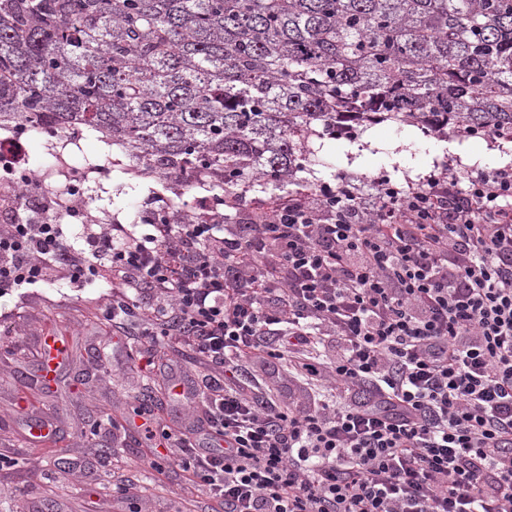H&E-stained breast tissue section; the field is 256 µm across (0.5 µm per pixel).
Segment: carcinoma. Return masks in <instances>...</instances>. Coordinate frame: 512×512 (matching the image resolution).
<instances>
[{
  "label": "carcinoma",
  "mask_w": 512,
  "mask_h": 512,
  "mask_svg": "<svg viewBox=\"0 0 512 512\" xmlns=\"http://www.w3.org/2000/svg\"><path fill=\"white\" fill-rule=\"evenodd\" d=\"M32 118L231 207L338 128L512 133V0H0V125Z\"/></svg>",
  "instance_id": "carcinoma-1"
}]
</instances>
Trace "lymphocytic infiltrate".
<instances>
[{"instance_id": "f902f5d3", "label": "lymphocytic infiltrate", "mask_w": 512, "mask_h": 512, "mask_svg": "<svg viewBox=\"0 0 512 512\" xmlns=\"http://www.w3.org/2000/svg\"><path fill=\"white\" fill-rule=\"evenodd\" d=\"M104 272L113 318L214 366L205 415L141 429L224 512H512V168L282 194L243 226L147 215L81 249L49 217L0 226V293ZM253 361L307 405L238 396ZM253 370H256V372ZM252 371L259 375L260 378L267 379L270 385L279 386L283 394L288 398V401L295 404L307 402V393L293 379H288L289 374L286 367L282 368L279 366V374L275 373L274 375L268 374L267 370L266 372L261 371L259 368H254Z\"/></svg>"}]
</instances>
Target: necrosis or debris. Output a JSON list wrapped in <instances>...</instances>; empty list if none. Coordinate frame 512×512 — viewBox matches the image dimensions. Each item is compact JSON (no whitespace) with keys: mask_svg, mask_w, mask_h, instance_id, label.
Here are the masks:
<instances>
[{"mask_svg":"<svg viewBox=\"0 0 512 512\" xmlns=\"http://www.w3.org/2000/svg\"><path fill=\"white\" fill-rule=\"evenodd\" d=\"M85 134L82 125L46 133L45 146L54 155L55 165L38 171L32 168L25 148L29 129L0 127V223L38 219L59 194L67 201L59 213L60 223H111V213L98 214L90 206L92 185L100 181L102 171L71 161Z\"/></svg>","mask_w":512,"mask_h":512,"instance_id":"necrosis-or-debris-1","label":"necrosis or debris"}]
</instances>
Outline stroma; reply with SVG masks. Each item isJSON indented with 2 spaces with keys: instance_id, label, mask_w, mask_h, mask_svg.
Instances as JSON below:
<instances>
[{
  "instance_id": "obj_1",
  "label": "stroma",
  "mask_w": 512,
  "mask_h": 512,
  "mask_svg": "<svg viewBox=\"0 0 512 512\" xmlns=\"http://www.w3.org/2000/svg\"><path fill=\"white\" fill-rule=\"evenodd\" d=\"M305 173L306 191L319 194L348 181L358 192H374L378 181L418 185L430 176L458 180L480 171L512 168V141L499 136H434L391 122L358 128L349 137L313 140ZM176 178L159 179L135 170L113 171L94 196L98 208L122 224L133 223L162 199L191 201L177 194ZM163 191L154 199L152 189ZM112 286L99 279L82 288L65 283L21 288L0 296V512H41L47 501L57 512H122L120 488L131 487L135 512H222L203 490L186 486L182 473L158 476L144 456L145 443L130 419L132 407L164 396L161 370L181 365L194 381L204 367L191 354L166 349L152 369L140 367L151 344L135 318L115 329L105 322ZM67 346L51 389L34 384L44 337ZM51 416L52 441L30 446L25 435L34 414ZM67 462L57 469L55 458Z\"/></svg>"
}]
</instances>
